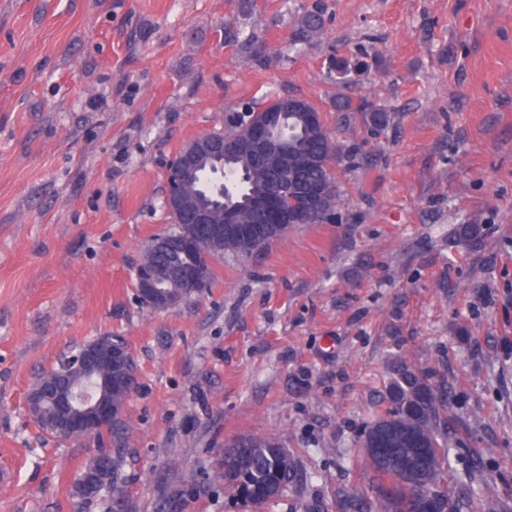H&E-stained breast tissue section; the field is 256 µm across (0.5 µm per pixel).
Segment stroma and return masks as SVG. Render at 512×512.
<instances>
[{"instance_id":"stroma-1","label":"stroma","mask_w":512,"mask_h":512,"mask_svg":"<svg viewBox=\"0 0 512 512\" xmlns=\"http://www.w3.org/2000/svg\"><path fill=\"white\" fill-rule=\"evenodd\" d=\"M322 30L300 39L305 13ZM365 54L347 83L331 58ZM295 95L341 148V205L144 313L133 274L170 230V162L225 112ZM362 105L341 122L331 107ZM382 109L381 131L366 121ZM481 229L473 246L463 225ZM122 337L139 373L121 439L28 415L62 352ZM447 381L462 512H512V0H0V512H108L74 483L115 449L128 512H240L205 479L225 443L276 434L303 482L268 512H342L396 356ZM487 483L489 497H468Z\"/></svg>"}]
</instances>
